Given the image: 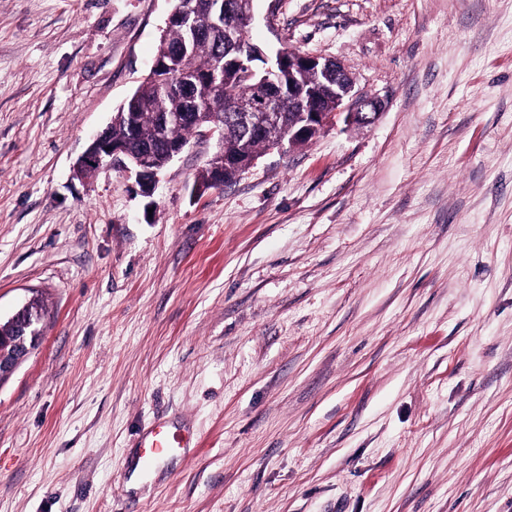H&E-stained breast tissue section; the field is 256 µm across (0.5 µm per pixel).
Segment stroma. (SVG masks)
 <instances>
[{
	"label": "stroma",
	"mask_w": 512,
	"mask_h": 512,
	"mask_svg": "<svg viewBox=\"0 0 512 512\" xmlns=\"http://www.w3.org/2000/svg\"><path fill=\"white\" fill-rule=\"evenodd\" d=\"M173 0H0V512H512V0H254L366 127L76 175ZM193 436L136 488L142 430ZM39 325L40 322L27 320L19 336H12L13 339L4 344H1L0 336V381L9 377L16 370L18 362L30 354L39 338L35 336Z\"/></svg>",
	"instance_id": "stroma-1"
}]
</instances>
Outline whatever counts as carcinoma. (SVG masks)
<instances>
[{
	"instance_id": "obj_1",
	"label": "carcinoma",
	"mask_w": 512,
	"mask_h": 512,
	"mask_svg": "<svg viewBox=\"0 0 512 512\" xmlns=\"http://www.w3.org/2000/svg\"><path fill=\"white\" fill-rule=\"evenodd\" d=\"M191 19L185 24L165 26L156 57L179 51L172 62V75L161 79L145 76L127 101L117 109L109 126V137L131 148L150 146L156 163L168 157L169 144L187 143L197 132L187 118L188 112H209L224 121V157L256 155L288 138L301 121L299 110L284 97L271 103L280 113L279 121L264 134L246 132L225 106L233 100H253L260 96V80L241 75L244 68L224 58V39L213 35L214 27L223 25L225 0H187ZM266 75L275 84L293 82L305 95L318 97L320 109L336 108V78L322 72L297 73L288 76V68H277Z\"/></svg>"
}]
</instances>
